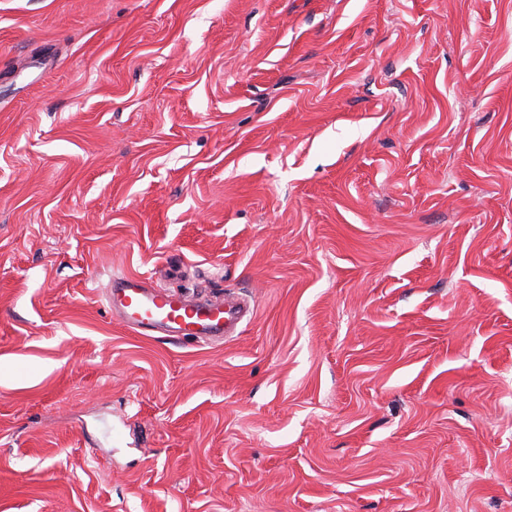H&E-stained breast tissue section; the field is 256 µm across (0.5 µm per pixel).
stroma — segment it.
Returning a JSON list of instances; mask_svg holds the SVG:
<instances>
[{
  "label": "stroma",
  "instance_id": "stroma-1",
  "mask_svg": "<svg viewBox=\"0 0 512 512\" xmlns=\"http://www.w3.org/2000/svg\"><path fill=\"white\" fill-rule=\"evenodd\" d=\"M0 362V512H512V0H0ZM108 305L112 314L133 331L200 341L234 336L254 309L235 297L222 295L193 301L170 286L142 276H114Z\"/></svg>",
  "mask_w": 512,
  "mask_h": 512
}]
</instances>
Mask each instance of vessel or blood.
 <instances>
[{"mask_svg":"<svg viewBox=\"0 0 512 512\" xmlns=\"http://www.w3.org/2000/svg\"><path fill=\"white\" fill-rule=\"evenodd\" d=\"M108 305L133 331L200 341L234 336L254 313L247 302L235 297L218 295L194 301L151 278L129 275L113 277Z\"/></svg>","mask_w":512,"mask_h":512,"instance_id":"b4317fda","label":"vessel or blood"}]
</instances>
